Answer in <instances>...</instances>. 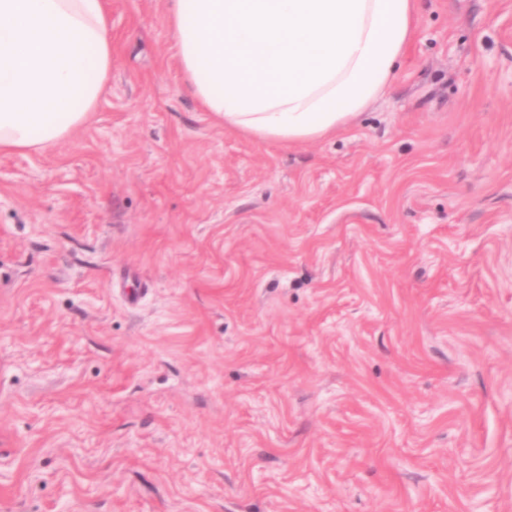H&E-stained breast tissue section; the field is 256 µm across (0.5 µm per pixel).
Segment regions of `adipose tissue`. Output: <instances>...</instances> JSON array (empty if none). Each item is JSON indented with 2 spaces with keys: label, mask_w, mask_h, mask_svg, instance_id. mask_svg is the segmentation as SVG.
Masks as SVG:
<instances>
[{
  "label": "adipose tissue",
  "mask_w": 512,
  "mask_h": 512,
  "mask_svg": "<svg viewBox=\"0 0 512 512\" xmlns=\"http://www.w3.org/2000/svg\"><path fill=\"white\" fill-rule=\"evenodd\" d=\"M418 0H167L185 89L224 127L291 146L349 126L390 86ZM112 70L106 0H0V152L41 151Z\"/></svg>",
  "instance_id": "obj_1"
}]
</instances>
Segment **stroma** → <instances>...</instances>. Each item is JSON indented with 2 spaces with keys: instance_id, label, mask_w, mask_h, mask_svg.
<instances>
[{
  "instance_id": "stroma-1",
  "label": "stroma",
  "mask_w": 512,
  "mask_h": 512,
  "mask_svg": "<svg viewBox=\"0 0 512 512\" xmlns=\"http://www.w3.org/2000/svg\"><path fill=\"white\" fill-rule=\"evenodd\" d=\"M107 3L87 121L0 153V512H512V0L291 147Z\"/></svg>"
}]
</instances>
